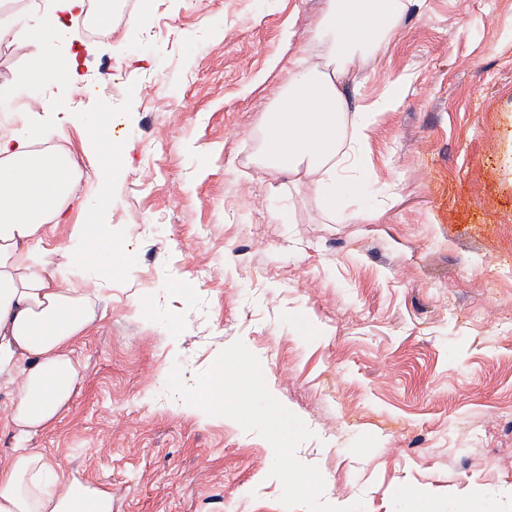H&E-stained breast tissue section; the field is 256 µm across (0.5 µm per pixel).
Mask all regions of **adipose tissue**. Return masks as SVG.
<instances>
[{"label":"adipose tissue","mask_w":512,"mask_h":512,"mask_svg":"<svg viewBox=\"0 0 512 512\" xmlns=\"http://www.w3.org/2000/svg\"><path fill=\"white\" fill-rule=\"evenodd\" d=\"M423 3L326 0L312 30L316 53L294 60L274 108L261 118L259 166L312 190L327 215L336 213L337 179L366 140L371 112L393 106L389 98L369 109L351 101L342 80L385 49L398 21ZM84 7L85 0H58L55 12L42 16L43 46L27 69L29 82L50 74L64 15ZM27 126L0 134V371L20 372L7 419L22 436L54 421L71 400L78 369L66 349L98 316L85 289L61 287L55 270L34 256L47 225L59 223L69 204L77 166L70 155L42 148L49 128L38 117H28ZM72 239L59 252L74 270L112 250L107 234L91 235L85 224L73 226ZM0 512H112V494L21 450L0 469Z\"/></svg>","instance_id":"1"}]
</instances>
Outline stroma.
<instances>
[{
    "label": "stroma",
    "mask_w": 512,
    "mask_h": 512,
    "mask_svg": "<svg viewBox=\"0 0 512 512\" xmlns=\"http://www.w3.org/2000/svg\"><path fill=\"white\" fill-rule=\"evenodd\" d=\"M325 0H112L67 19L59 66L28 0H0V133L51 101L77 163L56 249L92 205L120 257L63 277L98 319L58 418L19 437L0 372V469L20 448L112 492V512H512V0H425L355 67L376 116L335 221L256 165L258 125ZM374 212L375 221L364 218ZM224 366V412L196 386ZM286 453H277L280 443Z\"/></svg>",
    "instance_id": "stroma-1"
}]
</instances>
